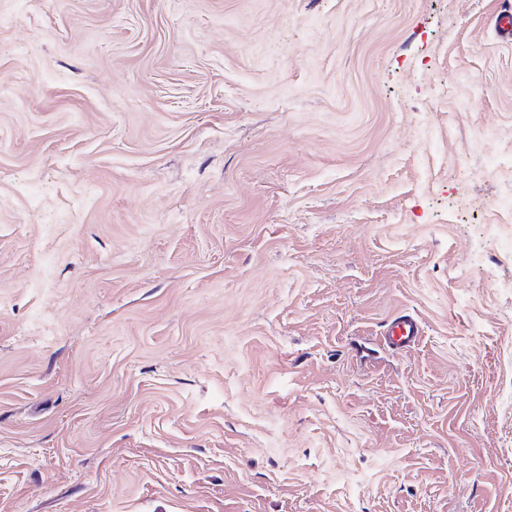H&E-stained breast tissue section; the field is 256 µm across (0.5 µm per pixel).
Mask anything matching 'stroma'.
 Wrapping results in <instances>:
<instances>
[{
	"label": "stroma",
	"instance_id": "stroma-1",
	"mask_svg": "<svg viewBox=\"0 0 512 512\" xmlns=\"http://www.w3.org/2000/svg\"><path fill=\"white\" fill-rule=\"evenodd\" d=\"M501 2L0 0V512H512ZM421 335V326L416 318L407 313L395 315L387 324L385 338L394 349L409 351L418 336Z\"/></svg>",
	"mask_w": 512,
	"mask_h": 512
}]
</instances>
